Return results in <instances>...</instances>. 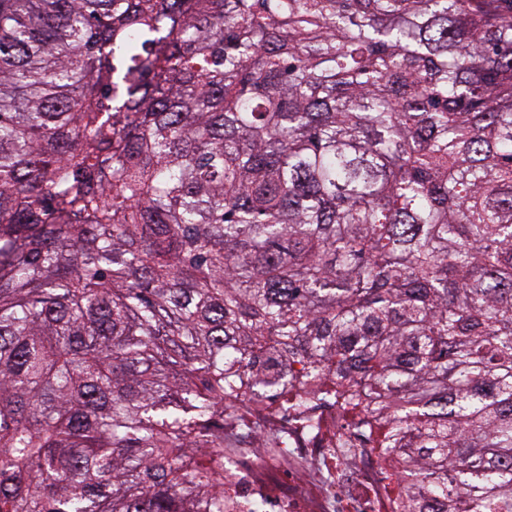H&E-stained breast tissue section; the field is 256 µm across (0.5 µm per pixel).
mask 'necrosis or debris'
Here are the masks:
<instances>
[{
    "label": "necrosis or debris",
    "instance_id": "4bbe7bcc",
    "mask_svg": "<svg viewBox=\"0 0 512 512\" xmlns=\"http://www.w3.org/2000/svg\"><path fill=\"white\" fill-rule=\"evenodd\" d=\"M354 449L351 457L343 449ZM403 469L365 448L333 401L292 412L224 413V502L230 512H394Z\"/></svg>",
    "mask_w": 512,
    "mask_h": 512
}]
</instances>
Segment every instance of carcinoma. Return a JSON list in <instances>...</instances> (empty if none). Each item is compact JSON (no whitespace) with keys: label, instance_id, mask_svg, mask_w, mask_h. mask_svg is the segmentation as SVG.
I'll list each match as a JSON object with an SVG mask.
<instances>
[{"label":"carcinoma","instance_id":"obj_1","mask_svg":"<svg viewBox=\"0 0 512 512\" xmlns=\"http://www.w3.org/2000/svg\"><path fill=\"white\" fill-rule=\"evenodd\" d=\"M336 396L512 512V0H0V512H225Z\"/></svg>","mask_w":512,"mask_h":512}]
</instances>
